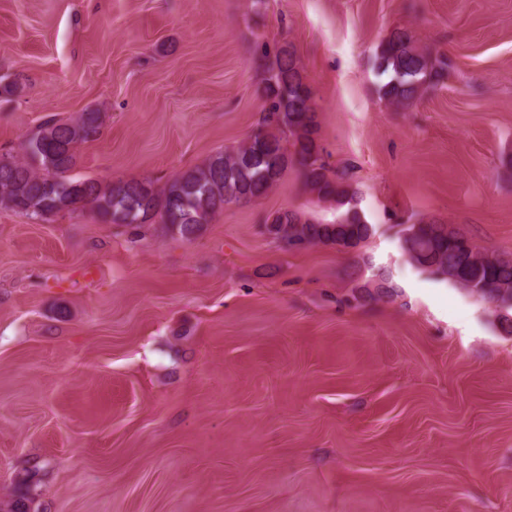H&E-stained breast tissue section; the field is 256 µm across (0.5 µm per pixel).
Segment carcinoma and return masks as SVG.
I'll return each instance as SVG.
<instances>
[{
  "mask_svg": "<svg viewBox=\"0 0 512 512\" xmlns=\"http://www.w3.org/2000/svg\"><path fill=\"white\" fill-rule=\"evenodd\" d=\"M254 55L262 68L263 117L236 151L218 152L162 188L142 180H75L69 172L76 165L77 148L100 133L102 118L86 112L76 122L52 119L22 138L17 154L6 156L0 165V206L38 220L87 208L105 224L136 228L157 218L191 241L226 204L265 197L293 170L317 200L336 205V223L276 211L266 216L263 234L304 249L358 246L372 236L374 227L360 212L349 170L332 168L324 157L314 93L294 51L262 42ZM375 66L389 76L380 89L382 97L391 104H407L439 83L448 63L418 46L409 31L397 30L378 45ZM402 250L420 271L512 311V258L490 255L449 225L423 218L403 229ZM39 472L36 465L18 472L14 495L0 504V512H32Z\"/></svg>",
  "mask_w": 512,
  "mask_h": 512,
  "instance_id": "obj_1",
  "label": "carcinoma"
}]
</instances>
